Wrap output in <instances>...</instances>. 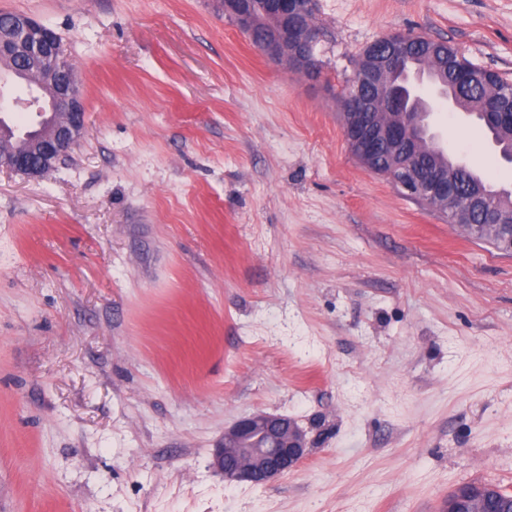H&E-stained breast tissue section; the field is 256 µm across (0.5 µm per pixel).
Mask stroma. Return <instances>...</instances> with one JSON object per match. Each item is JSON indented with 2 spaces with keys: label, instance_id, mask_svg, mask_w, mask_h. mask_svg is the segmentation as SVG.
I'll list each match as a JSON object with an SVG mask.
<instances>
[{
  "label": "stroma",
  "instance_id": "1",
  "mask_svg": "<svg viewBox=\"0 0 512 512\" xmlns=\"http://www.w3.org/2000/svg\"><path fill=\"white\" fill-rule=\"evenodd\" d=\"M60 37L86 133L0 169V512H443L512 489V255L365 168L341 100L392 33L512 82V0H316L312 78L220 0H0ZM449 155L512 164L435 98ZM285 414L265 487L213 465ZM309 447L288 416L257 412L225 429L215 464L225 482L267 486L297 467ZM467 484L458 486L448 495L446 512H493L498 502H512V491L494 484Z\"/></svg>",
  "mask_w": 512,
  "mask_h": 512
}]
</instances>
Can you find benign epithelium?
Segmentation results:
<instances>
[{
    "label": "benign epithelium",
    "instance_id": "obj_1",
    "mask_svg": "<svg viewBox=\"0 0 512 512\" xmlns=\"http://www.w3.org/2000/svg\"><path fill=\"white\" fill-rule=\"evenodd\" d=\"M249 0H222L224 14L248 32L260 28L261 52L274 62L286 61L306 74L312 71L315 39L308 29L296 28V18L309 11V0H267L263 17L248 6ZM0 26V167L29 176L55 167L65 151L86 132L85 110L74 72L55 66L53 56L60 39L50 28L24 14H5ZM407 41L390 35L368 46L347 92L350 110L343 113V134L365 167L377 169L380 155L389 156L386 176L405 195L437 210L448 212L465 236L485 242L499 252L512 254V190H496L498 202L487 206V191L468 177L461 163L448 168L437 161L421 160L423 148L443 153L440 135L431 124V107L424 103L423 77L438 88L456 109L472 116L458 99L442 88V66L432 56L414 71L395 62ZM16 83L29 87V98L12 95ZM18 107L35 110L39 120L21 132L4 114ZM497 129L496 146L512 154V114L485 112ZM483 222L471 223L473 212ZM309 441L292 419L257 412L224 431L215 464L224 481L267 486L287 475L304 459ZM512 502V491L494 484L458 486L448 494L445 512H494L498 502Z\"/></svg>",
    "mask_w": 512,
    "mask_h": 512
}]
</instances>
